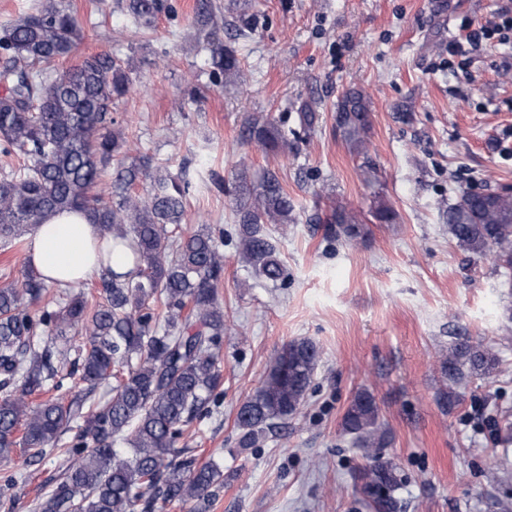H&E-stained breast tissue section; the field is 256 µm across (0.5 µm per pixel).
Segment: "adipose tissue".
Instances as JSON below:
<instances>
[{"instance_id":"ef3b65f1","label":"adipose tissue","mask_w":512,"mask_h":512,"mask_svg":"<svg viewBox=\"0 0 512 512\" xmlns=\"http://www.w3.org/2000/svg\"><path fill=\"white\" fill-rule=\"evenodd\" d=\"M104 239L99 225L85 213L56 214L31 235L27 261L50 284L87 282L108 269L127 271L131 262L124 249H113L105 260H98L96 247Z\"/></svg>"}]
</instances>
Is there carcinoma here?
Wrapping results in <instances>:
<instances>
[{"label": "carcinoma", "mask_w": 512, "mask_h": 512, "mask_svg": "<svg viewBox=\"0 0 512 512\" xmlns=\"http://www.w3.org/2000/svg\"><path fill=\"white\" fill-rule=\"evenodd\" d=\"M125 2L137 30L154 27L168 9L165 0ZM196 17L213 75L237 81L240 60L214 39L211 5L199 4ZM82 37L66 0H42L0 37V153L22 159L0 176V243L33 233L56 213L86 211L113 245L130 251L135 270L104 274L102 301L93 306L69 290L56 307L33 311L49 288L33 269L0 288V462L16 452L30 462L56 451L65 457V471L39 499L38 512H154L160 501L207 500L224 485L219 461L199 466L189 446L193 423L209 416L223 394L224 231L208 224L183 231L189 184L147 156L129 155L111 115L133 84L129 68L106 53L55 68ZM370 112L368 96L356 88L336 101V128L356 154L366 149ZM298 118L303 129H313L312 104L302 102ZM247 134L261 150L294 149L272 118L250 119ZM143 180L150 191L141 196L133 188ZM228 193L251 274L273 284L284 280L264 225L294 222L292 198L270 171L258 179L235 173ZM323 223L350 241L361 236V214L342 203ZM447 224L461 248L488 253L512 270V194L466 191L449 207ZM319 359L317 345L304 338L275 353L261 386L238 409L242 447L301 413ZM69 362L73 369L62 373ZM498 364L494 345L469 340L440 357L441 374L454 385L488 377ZM75 376L82 388L73 393L65 380ZM102 383L111 385V397L94 405L92 393ZM51 390L57 395L33 402ZM342 427L369 461L358 479L371 512H401L403 482L396 464L383 458L388 436L371 393L355 395ZM64 434L66 447H48ZM117 440L128 451L112 448Z\"/></svg>", "instance_id": "carcinoma-1"}]
</instances>
